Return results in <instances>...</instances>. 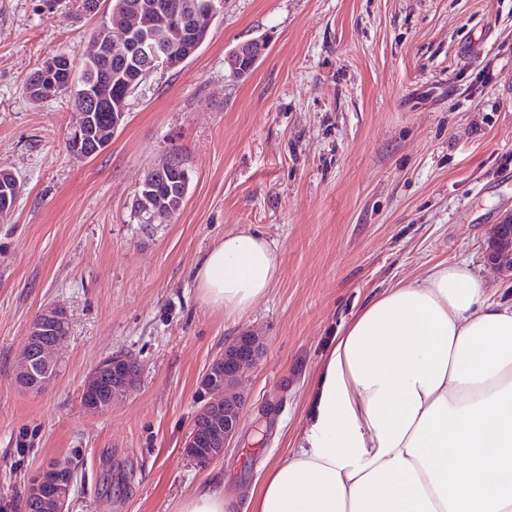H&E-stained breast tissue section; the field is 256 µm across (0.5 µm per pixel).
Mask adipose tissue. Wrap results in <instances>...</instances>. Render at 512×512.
Masks as SVG:
<instances>
[{
	"label": "adipose tissue",
	"instance_id": "obj_1",
	"mask_svg": "<svg viewBox=\"0 0 512 512\" xmlns=\"http://www.w3.org/2000/svg\"><path fill=\"white\" fill-rule=\"evenodd\" d=\"M280 273L241 230L192 273L200 301L249 310ZM253 512H512V305L468 260L384 291L337 335L287 454Z\"/></svg>",
	"mask_w": 512,
	"mask_h": 512
}]
</instances>
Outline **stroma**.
Returning a JSON list of instances; mask_svg holds the SVG:
<instances>
[{
	"instance_id": "35a3bbf8",
	"label": "stroma",
	"mask_w": 512,
	"mask_h": 512,
	"mask_svg": "<svg viewBox=\"0 0 512 512\" xmlns=\"http://www.w3.org/2000/svg\"><path fill=\"white\" fill-rule=\"evenodd\" d=\"M97 27L80 0H0V169L22 184L0 220V512H23L49 458L76 472L70 512H179L214 479L252 512L333 337L371 299L465 258L491 301L512 303L486 260L512 214V0H224L197 54L142 83L109 145L82 158L67 147L71 95L34 101L25 83L48 57L81 61ZM258 38L264 55L234 76L229 51ZM173 151L188 194L144 229L135 192ZM241 229L276 245L281 273L227 316L191 272ZM48 305L70 317L60 372L25 390L18 361ZM244 334L265 350L239 385L237 436L203 467L182 452L200 381ZM115 352L137 361V383L90 412L84 381Z\"/></svg>"
}]
</instances>
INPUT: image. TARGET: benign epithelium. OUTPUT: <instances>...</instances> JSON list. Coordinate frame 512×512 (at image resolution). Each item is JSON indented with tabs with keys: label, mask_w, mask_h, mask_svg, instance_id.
Masks as SVG:
<instances>
[{
	"label": "benign epithelium",
	"mask_w": 512,
	"mask_h": 512,
	"mask_svg": "<svg viewBox=\"0 0 512 512\" xmlns=\"http://www.w3.org/2000/svg\"><path fill=\"white\" fill-rule=\"evenodd\" d=\"M121 47L122 52L135 53L140 49L132 33L122 31L116 35H102L93 41L90 55L96 56L112 45ZM266 42L254 39L237 45L232 53L239 61L232 72L246 74L254 68L265 51ZM173 50L155 46L153 60L145 71L137 77V83H143L148 76L159 70L170 68ZM44 77L46 92L53 98L67 89L72 81L69 60L63 55L46 59L40 67ZM88 138V114L78 112V120L72 128L68 142L75 154L85 155ZM512 239V218L506 217L495 225L492 240L487 248V260L504 274L512 272V251L508 240ZM70 323L67 311L59 306L44 307L34 319L20 359L18 381L21 385L38 390L45 387L54 377L52 374L55 348L66 340L64 336L56 338L51 333ZM57 343H48L50 339ZM264 344L251 336H239L224 344V353L218 355L208 366L201 383L198 400L206 403L204 393L221 385L226 379L242 380L245 372L262 356ZM137 364L124 354L110 355L98 362L84 383L82 395L86 407L94 412H103L112 406V391H128L136 383ZM246 405V397L239 393L233 399L224 401V435L217 433L206 437L189 432L183 444V453L200 465H209L224 456V449L239 431L241 416ZM74 486L72 469L56 460L45 462L31 477L27 484V496L49 501L52 512H69V501Z\"/></svg>",
	"instance_id": "obj_1"
}]
</instances>
